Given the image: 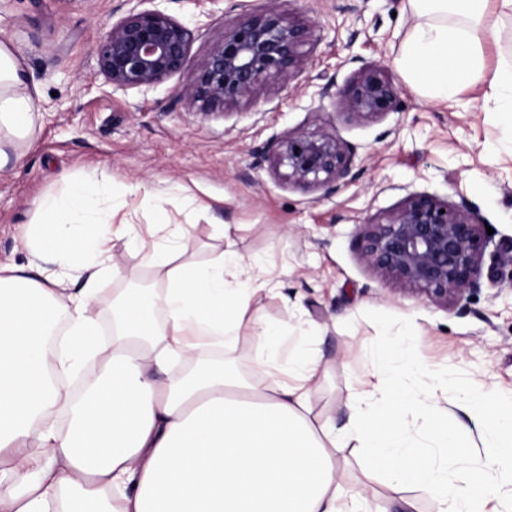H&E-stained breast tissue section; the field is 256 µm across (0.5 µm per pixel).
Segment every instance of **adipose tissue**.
I'll return each mask as SVG.
<instances>
[{
	"label": "adipose tissue",
	"mask_w": 512,
	"mask_h": 512,
	"mask_svg": "<svg viewBox=\"0 0 512 512\" xmlns=\"http://www.w3.org/2000/svg\"><path fill=\"white\" fill-rule=\"evenodd\" d=\"M407 2L415 24L401 63L412 84L446 100L485 84L512 114V69H489L484 53L494 14L512 13V0ZM36 94L0 40V166L33 135ZM99 206L83 186L44 196L22 237L26 264L0 265V512H371L336 459L352 441L367 476L432 493L438 512H512V397L455 383L452 408L489 450L462 466L452 408L409 384L403 339L372 351V380L349 395L344 426L313 419L320 358L309 347L284 355L279 331L252 307L269 285L259 264L230 249L186 262L177 225L157 223L175 241L163 249L101 221ZM117 233L160 285L108 302L99 284L122 271ZM104 307L108 345L98 339ZM62 319L71 341L52 374L47 343ZM226 349L243 350L262 376L243 375ZM83 357L100 368L77 398L68 375ZM410 410L428 425L424 439L403 425Z\"/></svg>",
	"instance_id": "adipose-tissue-1"
}]
</instances>
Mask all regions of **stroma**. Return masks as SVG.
I'll return each instance as SVG.
<instances>
[{"label":"stroma","instance_id":"1","mask_svg":"<svg viewBox=\"0 0 512 512\" xmlns=\"http://www.w3.org/2000/svg\"><path fill=\"white\" fill-rule=\"evenodd\" d=\"M266 0H0V30L11 38L27 83L38 90L40 131L0 170V263H22L19 241L36 223V202L68 187L108 178L115 222L152 231L155 207L181 225L187 260L208 262L225 225L235 250L257 259L276 289L253 299L280 328L284 350L318 349L326 368L311 392L312 414L344 425L345 400L370 369V350L413 334L412 361L457 381L512 391V115L487 87L444 101L414 87L399 65L413 20L406 0H286L290 20L311 26L302 72L288 91L268 86L229 114H204L178 94L182 72L153 86L116 90L99 73L96 47L125 12L158 8L192 34L198 62L225 25ZM366 64L384 66L400 89L395 110L355 120L338 112L325 84L342 89ZM327 130L354 154V180L333 194L288 185L262 147L286 131ZM414 193L467 205L492 227L480 289L447 308L396 293L362 261L361 224ZM124 267L104 279L103 297L131 281L154 283L151 268L123 239L112 242ZM346 480L365 486L377 512H436L427 493L366 479L353 448L336 451Z\"/></svg>","mask_w":512,"mask_h":512}]
</instances>
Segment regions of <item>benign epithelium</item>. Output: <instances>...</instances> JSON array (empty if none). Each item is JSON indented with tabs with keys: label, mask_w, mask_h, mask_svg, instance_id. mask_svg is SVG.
<instances>
[{
	"label": "benign epithelium",
	"mask_w": 512,
	"mask_h": 512,
	"mask_svg": "<svg viewBox=\"0 0 512 512\" xmlns=\"http://www.w3.org/2000/svg\"><path fill=\"white\" fill-rule=\"evenodd\" d=\"M313 41L311 28L287 18L278 0H272L224 26V34L179 94L191 104L216 110L237 105L272 84L286 91L304 67V47ZM191 42L190 31L165 11L129 10L99 41L97 65L113 88L139 90L182 73ZM331 95L338 111L368 120L395 109L399 88L383 66L369 64L334 94L331 85L321 87V97ZM264 159L289 184L328 194L338 191L346 178H355L353 154L323 130L275 136ZM358 248L382 280L448 306L479 288L486 240L467 206L414 194L396 210L362 224Z\"/></svg>",
	"instance_id": "1"
}]
</instances>
